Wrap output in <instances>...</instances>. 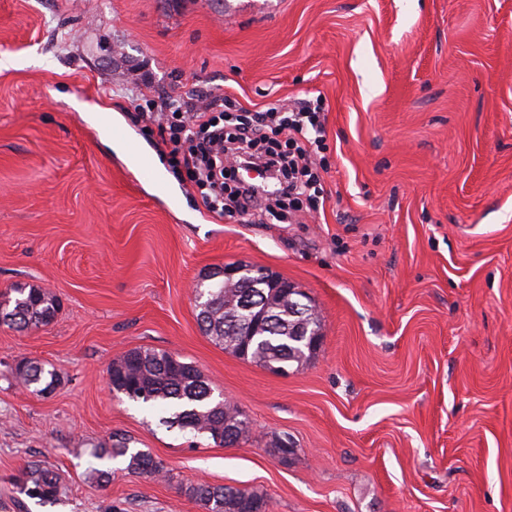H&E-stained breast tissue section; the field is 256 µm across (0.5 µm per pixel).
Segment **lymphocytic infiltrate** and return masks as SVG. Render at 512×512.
Segmentation results:
<instances>
[{
	"instance_id": "lymphocytic-infiltrate-1",
	"label": "lymphocytic infiltrate",
	"mask_w": 512,
	"mask_h": 512,
	"mask_svg": "<svg viewBox=\"0 0 512 512\" xmlns=\"http://www.w3.org/2000/svg\"><path fill=\"white\" fill-rule=\"evenodd\" d=\"M226 105L221 95L201 109L170 95L145 118L210 213L242 223L258 214L285 223L303 213L322 189L316 159L326 129L317 107L305 100L232 113Z\"/></svg>"
}]
</instances>
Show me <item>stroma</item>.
<instances>
[{"instance_id":"stroma-1","label":"stroma","mask_w":512,"mask_h":512,"mask_svg":"<svg viewBox=\"0 0 512 512\" xmlns=\"http://www.w3.org/2000/svg\"><path fill=\"white\" fill-rule=\"evenodd\" d=\"M130 91L320 98L323 205L213 215ZM240 261L321 318L303 369L201 333L193 284ZM18 283L61 310L0 326V512H204L197 482L268 512H512V0H0V294ZM135 347L195 365L253 436L196 440L117 396L108 368ZM24 359L60 374L51 395L15 382ZM116 432L170 478L89 480ZM31 462L59 473L55 503L16 494ZM184 493L200 503L206 512L267 511V501L264 496L246 489L195 483L186 486Z\"/></svg>"}]
</instances>
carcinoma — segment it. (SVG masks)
Here are the masks:
<instances>
[{
  "instance_id": "obj_1",
  "label": "carcinoma",
  "mask_w": 512,
  "mask_h": 512,
  "mask_svg": "<svg viewBox=\"0 0 512 512\" xmlns=\"http://www.w3.org/2000/svg\"><path fill=\"white\" fill-rule=\"evenodd\" d=\"M242 286L221 278L205 277L196 288V319L202 333L245 361L274 373H286L301 367L316 350L312 338L320 335L321 320L310 304L303 314L295 315L299 291L283 293L264 289L275 331L247 342L242 326L249 313L238 308ZM60 307L53 292L42 288H14L0 295V325L25 331L51 324ZM113 391L132 401L162 409L160 423L168 428L188 431L194 437H206L215 443L234 445L250 438V421L240 409L224 400H214L211 382L194 365L170 353L135 348L114 360L109 369ZM15 381L38 396H46L60 384V375L39 361L27 360L13 373ZM96 460L126 461L128 474L157 480L167 476L164 462L147 450L131 447L125 436L109 437L92 449ZM18 493L42 504L57 500L59 477L47 468L28 465L17 480ZM185 495L200 503L205 512H267L263 495L232 486L208 483L190 484Z\"/></svg>"
}]
</instances>
